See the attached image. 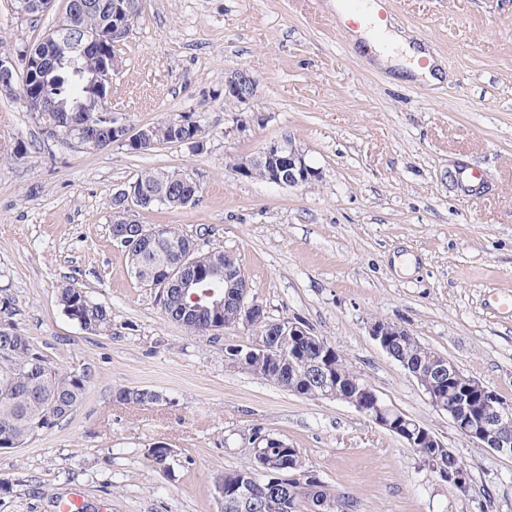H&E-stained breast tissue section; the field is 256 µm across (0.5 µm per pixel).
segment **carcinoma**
Returning a JSON list of instances; mask_svg holds the SVG:
<instances>
[{
	"label": "carcinoma",
	"mask_w": 512,
	"mask_h": 512,
	"mask_svg": "<svg viewBox=\"0 0 512 512\" xmlns=\"http://www.w3.org/2000/svg\"><path fill=\"white\" fill-rule=\"evenodd\" d=\"M78 9L79 26L82 32L104 37L97 50L89 51L78 59L76 64L63 60L55 62L60 45L42 38L33 45L11 46L0 39V58L18 56L28 61L25 77L21 78L23 92L36 103L43 98L53 100L57 111L44 112L48 120H67L70 116L83 112L93 118L85 129L87 137L96 136L99 89L95 77L102 72L104 65L117 58V52L127 43L128 37L108 38L112 31V0H65L64 12L71 8ZM152 142L189 145L193 150L201 149L198 142V126L189 120L179 125L171 120L161 121L148 126ZM127 191L137 196L144 210L158 206L162 198L180 200L178 208L196 205L200 200L202 188L195 182L183 180L178 171L162 169H145L126 185ZM184 235L170 224L160 225L158 242L153 249L142 251L135 247L124 246L128 267L134 278L153 288H160L156 282L158 266L169 259L176 245L184 242ZM222 249L196 254L197 265L208 271L224 269ZM83 291L71 284H64L58 291V305L64 313L74 312L81 318L89 333L105 335L112 331V308L96 302L91 298L81 300ZM9 333L14 340V347L3 350L0 346V436L8 435L25 446L66 420L84 401L91 383L92 373L84 376V383L77 384L72 372L55 366L47 372L32 371L33 361L38 359L52 364L51 359L36 345L31 338L16 327ZM430 357L429 349L411 338L395 350V360L404 370L424 368ZM248 369L263 379L283 388L289 389L293 378L277 379L270 373L266 360L254 359L248 363ZM154 393L146 388H122L115 393V398L122 404L153 407ZM416 451L425 464L440 462L445 468H462L458 458L448 459L438 453V449L429 444L413 440ZM263 463L273 468L282 461L289 462V468L298 476L288 496V508L273 505L265 512H302L300 504L310 503V497L301 484L309 473L303 462L299 449L288 447L281 438L270 442H261ZM260 463L254 460L250 465L224 472L229 482L243 481L251 485L258 494L268 493L262 476L257 472Z\"/></svg>",
	"instance_id": "obj_1"
}]
</instances>
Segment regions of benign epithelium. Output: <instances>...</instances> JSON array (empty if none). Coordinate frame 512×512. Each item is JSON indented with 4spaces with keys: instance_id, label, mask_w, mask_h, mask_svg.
I'll list each match as a JSON object with an SVG mask.
<instances>
[{
    "instance_id": "benign-epithelium-1",
    "label": "benign epithelium",
    "mask_w": 512,
    "mask_h": 512,
    "mask_svg": "<svg viewBox=\"0 0 512 512\" xmlns=\"http://www.w3.org/2000/svg\"><path fill=\"white\" fill-rule=\"evenodd\" d=\"M140 6L132 0H113L112 32L127 34L131 31L132 19ZM9 78L0 79V92L13 95L20 91L12 81V76L19 74V61L13 57L0 59V73ZM257 92V81L245 69H235L224 75V98L237 104L249 102ZM47 136L53 141L64 140L83 151H97L106 148L100 140H90L74 125H66L62 132L57 127L46 128ZM112 134L135 146L150 145L148 131L139 130L132 134L126 125L112 121ZM257 168L266 171L265 181L286 187H301L311 184L318 172L310 166L300 147L292 141H273L252 156L238 159V173L250 178ZM198 250L196 239L188 238L186 244L177 249L166 263L157 271V280L161 287L173 288L183 295L195 288L202 289V294L192 293L191 300L195 303L205 298L213 306V310L204 308H185L183 319L194 321L212 312L224 311V316L212 318L203 334L213 335L224 328L243 327L249 331H259L271 325L274 333L260 343H245L231 347L235 351L234 362L246 365L254 357L266 359L274 375L300 374L302 386L293 388V392L302 393L310 390L312 396L320 399H332L345 402L368 417L376 424L398 436L413 438L422 434L433 448H442L444 444L434 434L425 431V426L406 414L396 411L382 402L380 397L369 386L357 380H349L355 387L352 394L340 395L337 391L341 379L336 375V358L338 353L302 320L290 318L286 322H270L267 313L258 303L249 300L252 284L241 269L234 254H228L224 262V276L211 277L196 272L193 268L192 255ZM286 334L296 338V342L308 346L305 351H297V356L285 357L275 337ZM369 334L388 354L393 355L395 346L407 341L411 333L405 327L383 319L372 322ZM460 368L444 356L435 353L429 366L422 371L416 370L409 376L429 395V402L438 409H448L461 435L490 448L501 455L512 458V401L503 399L497 392L482 382L471 379L472 397L463 395L448 397V404L436 398L435 390L445 382L454 379Z\"/></svg>"
}]
</instances>
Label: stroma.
<instances>
[{
  "mask_svg": "<svg viewBox=\"0 0 512 512\" xmlns=\"http://www.w3.org/2000/svg\"><path fill=\"white\" fill-rule=\"evenodd\" d=\"M335 2L144 0L112 76V113L134 132L190 119L200 152L47 149L18 96L0 94V297L52 362L93 373L69 419L0 452V512H57L73 490L89 512L106 502L220 512L214 484L252 461L257 431L300 449L353 512H512V458L462 436L368 332L376 319L400 324L512 401V315L486 302L512 294V0H390V24L438 60L436 85L377 66L337 28ZM63 11L55 0L32 21L0 0V35L35 42ZM236 68L258 82L241 107L224 103V73ZM288 138L317 170L311 184L238 174V158ZM147 168L191 173L201 198L132 219L233 252L271 318L305 321L387 405L452 449L467 492L354 407L230 366L224 348L248 341L243 328L200 335L166 320L110 232L113 192ZM67 282L111 307V333L87 334L65 315ZM131 387L164 400L117 403ZM156 441L173 450L168 470L147 458Z\"/></svg>",
  "mask_w": 512,
  "mask_h": 512,
  "instance_id": "35a3bbf8",
  "label": "stroma"
}]
</instances>
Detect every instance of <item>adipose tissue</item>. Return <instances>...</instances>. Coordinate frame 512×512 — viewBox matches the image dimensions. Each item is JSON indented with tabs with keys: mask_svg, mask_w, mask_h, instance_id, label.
<instances>
[{
	"mask_svg": "<svg viewBox=\"0 0 512 512\" xmlns=\"http://www.w3.org/2000/svg\"><path fill=\"white\" fill-rule=\"evenodd\" d=\"M378 8L374 0L362 4L357 18L360 26L356 31L358 37L364 38L370 47L378 53L380 61L398 60L405 69L425 78L429 83H437L434 66L420 67L418 60L422 55L420 49L400 35L386 30L377 16Z\"/></svg>",
	"mask_w": 512,
	"mask_h": 512,
	"instance_id": "ef3b65f1",
	"label": "adipose tissue"
}]
</instances>
